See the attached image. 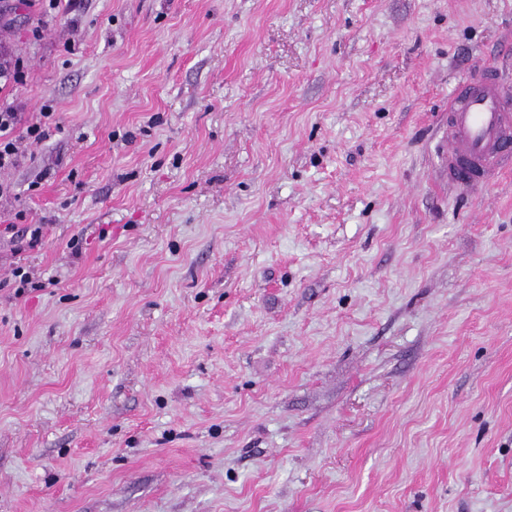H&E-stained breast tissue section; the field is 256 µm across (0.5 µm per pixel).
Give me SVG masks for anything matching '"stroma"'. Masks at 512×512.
<instances>
[{
    "label": "stroma",
    "mask_w": 512,
    "mask_h": 512,
    "mask_svg": "<svg viewBox=\"0 0 512 512\" xmlns=\"http://www.w3.org/2000/svg\"><path fill=\"white\" fill-rule=\"evenodd\" d=\"M485 60L512 0H5L0 512H512ZM448 183L481 189L512 168V86L493 65L461 77L448 95ZM18 122V112L11 108L0 109V169L15 165L18 159V146L11 132Z\"/></svg>",
    "instance_id": "1"
}]
</instances>
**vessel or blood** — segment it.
Segmentation results:
<instances>
[{"mask_svg": "<svg viewBox=\"0 0 512 512\" xmlns=\"http://www.w3.org/2000/svg\"><path fill=\"white\" fill-rule=\"evenodd\" d=\"M445 166L449 183L481 189L512 168V85L486 64L461 77L448 95Z\"/></svg>", "mask_w": 512, "mask_h": 512, "instance_id": "obj_1", "label": "vessel or blood"}]
</instances>
